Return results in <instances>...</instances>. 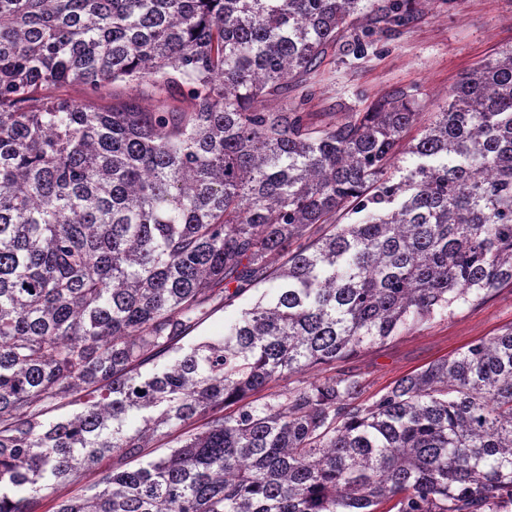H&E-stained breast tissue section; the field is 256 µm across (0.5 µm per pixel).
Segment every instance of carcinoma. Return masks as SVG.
<instances>
[{"label": "carcinoma", "mask_w": 512, "mask_h": 512, "mask_svg": "<svg viewBox=\"0 0 512 512\" xmlns=\"http://www.w3.org/2000/svg\"><path fill=\"white\" fill-rule=\"evenodd\" d=\"M416 3L0 0V512L106 454L55 512L512 504V326L375 399L345 370L252 399L512 287V48L405 146L404 91L306 121L327 55ZM232 282L273 293L180 345Z\"/></svg>", "instance_id": "obj_1"}]
</instances>
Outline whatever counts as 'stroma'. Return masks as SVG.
<instances>
[{"label":"stroma","instance_id":"obj_1","mask_svg":"<svg viewBox=\"0 0 512 512\" xmlns=\"http://www.w3.org/2000/svg\"><path fill=\"white\" fill-rule=\"evenodd\" d=\"M512 47V0H419L408 21L394 35L376 34L364 52L328 55L322 81L305 106L309 122L322 124L366 111L377 98L407 91L418 99L421 113L404 134L421 137L434 112L447 104L460 77L495 53ZM269 284L242 285L220 304L189 340L223 334L242 310ZM512 325V288H502L480 305L425 323L386 343L361 350L346 362L359 374L365 397L380 396L398 378L430 362L452 355L476 340Z\"/></svg>","mask_w":512,"mask_h":512}]
</instances>
